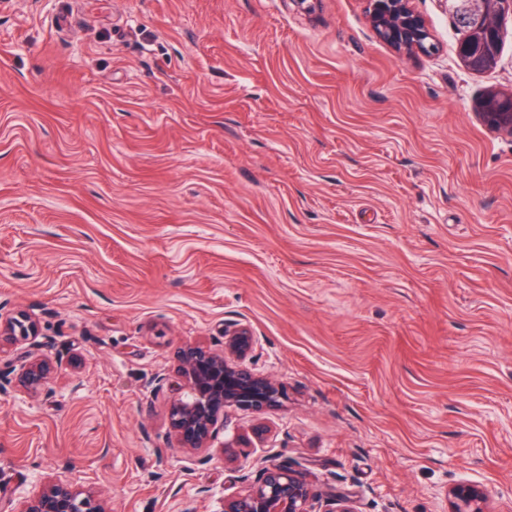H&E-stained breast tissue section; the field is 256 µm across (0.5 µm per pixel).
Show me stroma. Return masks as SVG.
I'll use <instances>...</instances> for the list:
<instances>
[{
  "label": "stroma",
  "mask_w": 512,
  "mask_h": 512,
  "mask_svg": "<svg viewBox=\"0 0 512 512\" xmlns=\"http://www.w3.org/2000/svg\"><path fill=\"white\" fill-rule=\"evenodd\" d=\"M438 49L370 0H0V313L64 364L0 380V499L59 469L112 512H218L222 445L275 454L357 512H512V19L485 71L443 0ZM250 327L281 407L229 409L208 459L168 429L187 342ZM370 23L385 42L413 54L430 55L437 49L426 21L411 0H372ZM436 45V46H435ZM490 96L480 103L484 112H478L487 126L495 131L512 136V109L505 108L497 98ZM487 489L470 483L459 482L448 491L449 512H488Z\"/></svg>",
  "instance_id": "obj_1"
}]
</instances>
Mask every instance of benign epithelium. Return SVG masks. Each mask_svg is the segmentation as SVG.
Returning <instances> with one entry per match:
<instances>
[{"label":"benign epithelium","mask_w":512,"mask_h":512,"mask_svg":"<svg viewBox=\"0 0 512 512\" xmlns=\"http://www.w3.org/2000/svg\"><path fill=\"white\" fill-rule=\"evenodd\" d=\"M477 15L465 34L460 58L471 70L493 66L499 56L500 24L512 17V0H470ZM370 23L385 42L413 54L430 55L437 49L426 21L411 6V0H372ZM487 126L512 136V109L491 96L480 103ZM21 344L19 367L0 373L14 376L17 391L35 399L51 392L50 379L59 360L43 353L49 340L42 337L39 323L25 314L0 315V338ZM255 338L239 325L224 330V349L186 344L176 354V374L183 391L174 397L169 414L170 433L180 447L199 450L211 447L224 422V409L235 407L262 411L280 404L283 387L260 375L243 360L251 353ZM248 459L237 440L224 442V463ZM243 486L222 499L219 512H356L351 494L322 491L305 470L274 456L255 461L242 478ZM487 489L459 482L448 491L449 512H488ZM15 512H107L100 495L74 483L65 472H55L41 481L37 490L20 494Z\"/></svg>","instance_id":"7a95c632"}]
</instances>
